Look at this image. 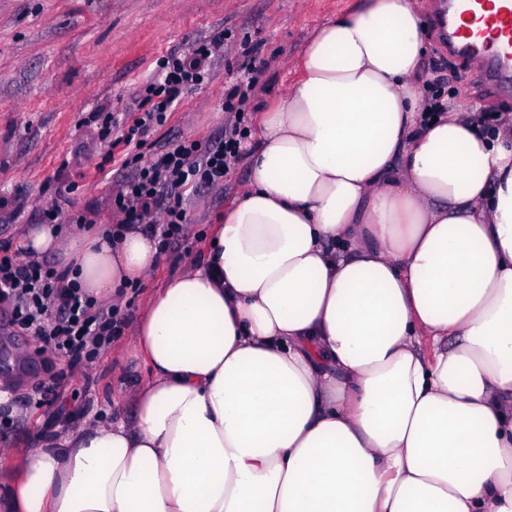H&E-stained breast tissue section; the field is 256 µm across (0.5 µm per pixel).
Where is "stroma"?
I'll list each match as a JSON object with an SVG mask.
<instances>
[{"label": "stroma", "instance_id": "obj_1", "mask_svg": "<svg viewBox=\"0 0 512 512\" xmlns=\"http://www.w3.org/2000/svg\"><path fill=\"white\" fill-rule=\"evenodd\" d=\"M444 0H427L431 76L447 81L440 93L466 98L481 112L512 111V90L497 91L476 78L470 62L441 47L437 15ZM352 0H0V241L16 242L20 228L39 221L47 208L69 228L75 215L91 227L115 223L112 190L121 172L101 179L96 166L106 154L122 156L115 139L137 108L139 90L156 75V61L187 50L216 33L224 54L213 78L185 91L168 121L175 134L210 142L224 135V99L242 76L255 82L248 113L256 126L294 79L303 45L320 24L349 9ZM117 122L107 139L92 136L97 113ZM236 161L223 187L186 191L189 237L165 252L161 266L127 295L122 336L102 356L67 370L42 344L13 327L0 305V389L14 399L10 427L0 429V471L34 447L56 425L93 415L109 422L128 416L120 390L144 375L132 345L144 305L166 278L197 259L215 224L249 182ZM59 383L57 405L38 402V387Z\"/></svg>", "mask_w": 512, "mask_h": 512}]
</instances>
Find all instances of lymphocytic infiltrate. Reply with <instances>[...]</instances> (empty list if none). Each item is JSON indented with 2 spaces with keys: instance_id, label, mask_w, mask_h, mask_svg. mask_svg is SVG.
<instances>
[{
  "instance_id": "obj_1",
  "label": "lymphocytic infiltrate",
  "mask_w": 512,
  "mask_h": 512,
  "mask_svg": "<svg viewBox=\"0 0 512 512\" xmlns=\"http://www.w3.org/2000/svg\"><path fill=\"white\" fill-rule=\"evenodd\" d=\"M224 45L223 34L192 44L186 53L157 61V78L144 85L141 110L122 135L126 153L120 166L132 169L112 195V211L122 223L143 226L161 251L188 235L186 189L223 186L230 165L242 151L249 127L244 107L249 87L231 88L224 109L232 120L214 142L166 139L144 153L147 137L164 128L183 92L210 80ZM0 303L12 322L44 343L68 368L99 357L121 335L126 317L74 286L67 271L21 259L11 244L0 243Z\"/></svg>"
}]
</instances>
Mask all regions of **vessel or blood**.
Instances as JSON below:
<instances>
[{"label":"vessel or blood","instance_id":"obj_1","mask_svg":"<svg viewBox=\"0 0 512 512\" xmlns=\"http://www.w3.org/2000/svg\"><path fill=\"white\" fill-rule=\"evenodd\" d=\"M447 26L449 54L465 58L481 48L484 80L499 84L512 78V0H450Z\"/></svg>","mask_w":512,"mask_h":512}]
</instances>
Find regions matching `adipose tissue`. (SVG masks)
Segmentation results:
<instances>
[{
	"label": "adipose tissue",
	"mask_w": 512,
	"mask_h": 512,
	"mask_svg": "<svg viewBox=\"0 0 512 512\" xmlns=\"http://www.w3.org/2000/svg\"><path fill=\"white\" fill-rule=\"evenodd\" d=\"M418 0H354L264 112L250 184L139 320L126 420L45 433L0 512H512V113L423 94ZM29 257L113 300L140 226Z\"/></svg>",
	"instance_id": "1"
}]
</instances>
